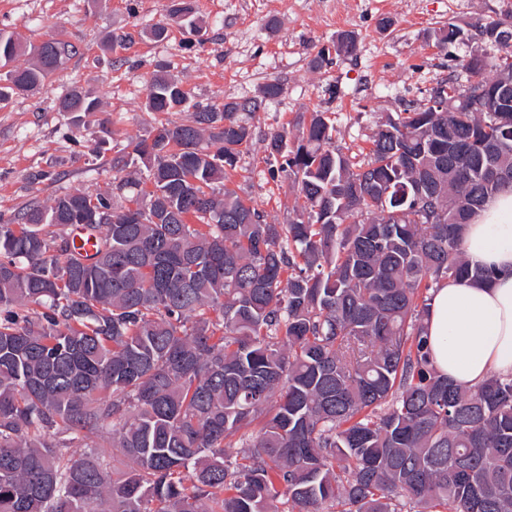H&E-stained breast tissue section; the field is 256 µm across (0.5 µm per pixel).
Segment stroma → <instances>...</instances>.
Returning <instances> with one entry per match:
<instances>
[{"mask_svg": "<svg viewBox=\"0 0 512 512\" xmlns=\"http://www.w3.org/2000/svg\"><path fill=\"white\" fill-rule=\"evenodd\" d=\"M171 0H0V29L24 44L63 36L76 54L36 93L0 108V215L50 205L63 193L111 191V160L146 128L184 123L190 110L154 115L144 105L151 75L178 80L192 101L259 96L277 80L278 97L252 118L249 151L224 181L268 223H286L295 193L286 178L271 179L267 138L286 128L297 135L312 113L336 127V145L360 158L377 129L411 101L428 99L438 81L485 51L477 39L440 48L435 32L498 16L505 0H195L203 43L177 25L152 40L143 29L168 23ZM354 34L355 55L321 48ZM97 97L98 111L72 122L59 109L71 88Z\"/></svg>", "mask_w": 512, "mask_h": 512, "instance_id": "1", "label": "stroma"}]
</instances>
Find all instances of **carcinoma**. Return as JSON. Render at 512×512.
Returning <instances> with one entry per match:
<instances>
[{"label": "carcinoma", "instance_id": "obj_1", "mask_svg": "<svg viewBox=\"0 0 512 512\" xmlns=\"http://www.w3.org/2000/svg\"><path fill=\"white\" fill-rule=\"evenodd\" d=\"M193 14L174 0L169 21L197 36ZM467 36L495 54L444 80L446 111L388 118L361 162L322 112L270 133L286 224L224 192L277 81L151 128L112 158L111 193L0 218V512H512V376L454 384L423 326L441 281L493 277L461 230L512 189V89L468 103L502 85L512 8L437 40ZM22 51L36 63L0 73L3 106L76 54L0 30V65ZM187 100L156 75L146 110ZM61 107L76 124L99 100Z\"/></svg>", "mask_w": 512, "mask_h": 512}]
</instances>
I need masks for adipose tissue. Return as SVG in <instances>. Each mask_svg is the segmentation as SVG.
I'll return each mask as SVG.
<instances>
[{
	"label": "adipose tissue",
	"instance_id": "obj_1",
	"mask_svg": "<svg viewBox=\"0 0 512 512\" xmlns=\"http://www.w3.org/2000/svg\"><path fill=\"white\" fill-rule=\"evenodd\" d=\"M461 248L471 266L492 269L485 283L441 282L424 318L430 359L456 384L474 387L512 375V190L487 202L465 225Z\"/></svg>",
	"mask_w": 512,
	"mask_h": 512
}]
</instances>
